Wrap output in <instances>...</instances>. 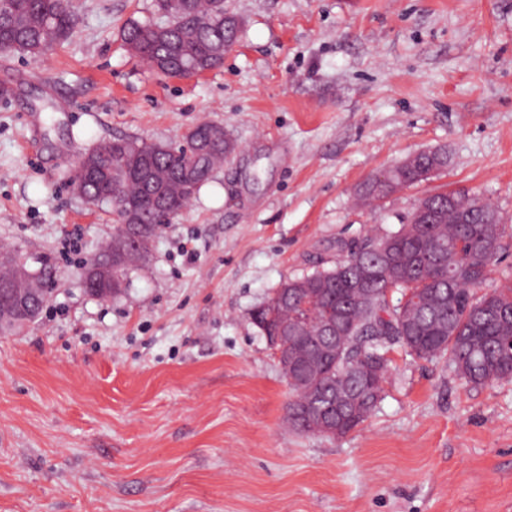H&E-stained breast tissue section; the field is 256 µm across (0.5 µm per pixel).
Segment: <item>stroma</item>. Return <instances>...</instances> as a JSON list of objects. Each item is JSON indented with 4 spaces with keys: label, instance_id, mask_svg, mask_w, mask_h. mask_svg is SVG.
<instances>
[{
    "label": "stroma",
    "instance_id": "35a3bbf8",
    "mask_svg": "<svg viewBox=\"0 0 512 512\" xmlns=\"http://www.w3.org/2000/svg\"><path fill=\"white\" fill-rule=\"evenodd\" d=\"M71 4L77 30L53 50L0 52V247L57 267L39 318L0 335V512H512V381L473 388L397 348L362 425L302 433L251 320L426 194L481 198L512 225V0H224L243 32L190 78L125 46L151 0ZM204 121L236 152L122 293L86 294L80 267L115 217L72 188L74 166L99 142L174 144ZM439 148L441 173L358 199Z\"/></svg>",
    "mask_w": 512,
    "mask_h": 512
}]
</instances>
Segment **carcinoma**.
<instances>
[{"label": "carcinoma", "mask_w": 512, "mask_h": 512, "mask_svg": "<svg viewBox=\"0 0 512 512\" xmlns=\"http://www.w3.org/2000/svg\"><path fill=\"white\" fill-rule=\"evenodd\" d=\"M74 21L70 5L60 0H8L0 13V51L39 56L47 43L69 38ZM162 24L131 21L122 37L132 55L171 77L218 66L224 43L240 36L224 0H181ZM201 130L212 133L202 154L138 138H116L84 154L76 176L80 195L93 205H134L131 223L113 225L117 284L128 272L121 253L135 248L148 258L162 218L178 215L233 151L216 123L194 126L184 141L196 142ZM447 165L445 151H420L388 169L385 180L368 178L358 195L382 201ZM511 229L491 203L439 191L418 199L397 231L341 242L331 267L281 282L251 319L270 336L283 326L298 329L288 336L291 426L321 435L334 428L338 439L355 430L383 399L385 358L395 346L418 359H446L467 385L512 381V283L476 295ZM376 241L387 242L385 256L371 252ZM28 260L15 250L5 253L0 284L17 267H29ZM389 289L411 297L389 310L383 306ZM13 313V303L0 299L1 334L27 326Z\"/></svg>", "instance_id": "carcinoma-1"}]
</instances>
